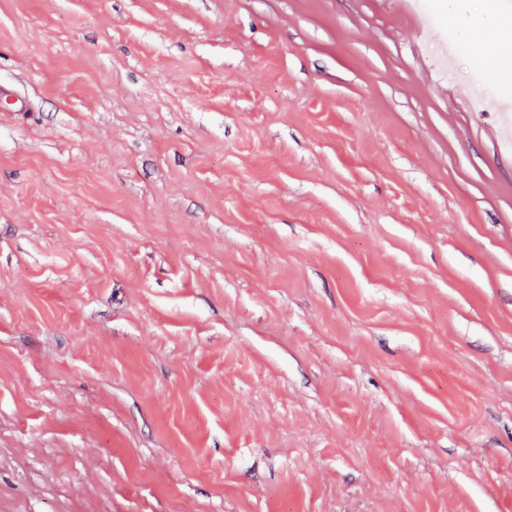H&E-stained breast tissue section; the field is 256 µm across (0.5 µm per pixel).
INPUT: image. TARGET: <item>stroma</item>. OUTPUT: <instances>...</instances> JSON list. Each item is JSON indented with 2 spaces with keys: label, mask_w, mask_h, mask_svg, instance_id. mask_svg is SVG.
<instances>
[{
  "label": "stroma",
  "mask_w": 512,
  "mask_h": 512,
  "mask_svg": "<svg viewBox=\"0 0 512 512\" xmlns=\"http://www.w3.org/2000/svg\"><path fill=\"white\" fill-rule=\"evenodd\" d=\"M500 0H0V512H512Z\"/></svg>",
  "instance_id": "obj_1"
}]
</instances>
